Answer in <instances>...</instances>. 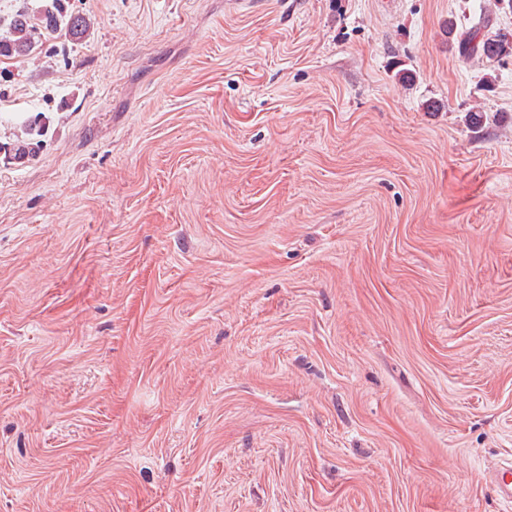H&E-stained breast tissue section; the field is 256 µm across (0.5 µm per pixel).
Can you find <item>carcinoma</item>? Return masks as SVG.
<instances>
[{"mask_svg": "<svg viewBox=\"0 0 512 512\" xmlns=\"http://www.w3.org/2000/svg\"><path fill=\"white\" fill-rule=\"evenodd\" d=\"M485 26L481 21L473 29L457 39V51L464 58L475 56L488 59L497 58L512 51V45L498 39L480 37ZM91 27L90 20L80 14L63 12L60 0H41L40 6L33 10L18 12L6 35L0 37L1 57H27L32 54L39 39L45 34L65 31L74 40H81Z\"/></svg>", "mask_w": 512, "mask_h": 512, "instance_id": "obj_1", "label": "carcinoma"}]
</instances>
